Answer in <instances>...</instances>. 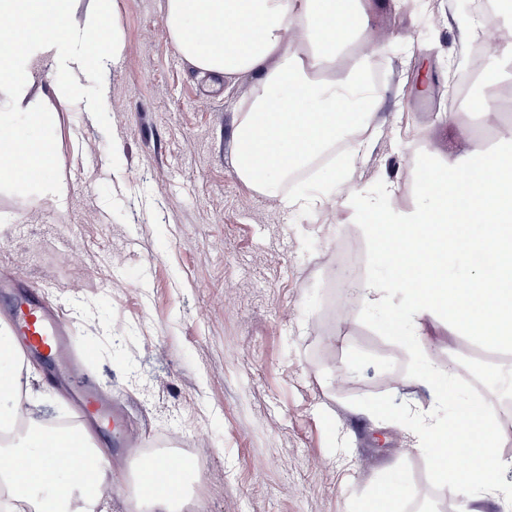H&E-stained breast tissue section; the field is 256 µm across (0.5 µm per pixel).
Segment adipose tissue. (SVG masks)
<instances>
[{
    "instance_id": "obj_1",
    "label": "adipose tissue",
    "mask_w": 512,
    "mask_h": 512,
    "mask_svg": "<svg viewBox=\"0 0 512 512\" xmlns=\"http://www.w3.org/2000/svg\"><path fill=\"white\" fill-rule=\"evenodd\" d=\"M71 0H0V97L23 111L35 134L24 133L0 113V144L24 149L26 169L0 168L6 179L45 191L57 188L54 149L42 99L34 94L37 64L52 57L55 81L70 88L71 75L87 64L106 67L110 27L106 15L75 24ZM372 0H167V31L180 52L205 73L255 79L240 111L233 166L249 186L266 190L274 178L306 166L337 139L368 124L384 100L359 72L368 63ZM336 66L319 79L317 65ZM23 356L0 327V432L20 418ZM502 435L473 404H459L448 422H429L416 435L435 478L466 501V512H491L503 494L497 478L512 460L500 451ZM458 450L449 462L445 447ZM99 449L84 428L38 427L0 444V482L7 486L5 512H108ZM85 475H78L76 461ZM404 487L392 472L358 501L354 512H401Z\"/></svg>"
}]
</instances>
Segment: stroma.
I'll return each instance as SVG.
<instances>
[{
    "instance_id": "35a3bbf8",
    "label": "stroma",
    "mask_w": 512,
    "mask_h": 512,
    "mask_svg": "<svg viewBox=\"0 0 512 512\" xmlns=\"http://www.w3.org/2000/svg\"><path fill=\"white\" fill-rule=\"evenodd\" d=\"M71 6L79 24L107 13L118 51L106 70L77 71L67 96L53 60L39 65L33 91L48 103L60 188L0 184V312L15 291L32 293L75 350L95 353L71 390L51 388L44 360L27 359L32 411L76 422L75 388L87 382L118 406L125 444L97 441L111 512H139L136 467L157 448L193 450L195 512H349L388 469L406 512H463L413 447L427 388L404 381L407 352L359 319L366 243L350 198L381 180L396 189L392 209L411 211L418 152L449 165L512 140L496 113L471 106L497 90L478 82L467 101L448 95L482 25L495 45L483 67H503L512 14L480 24L464 0H378L370 30L387 105L365 148L258 191L232 164L253 78L201 74L167 33L166 0ZM296 192L311 203L284 207ZM419 345L442 370L480 352L430 316ZM477 376L508 427L512 355ZM380 405L388 417L374 415Z\"/></svg>"
}]
</instances>
